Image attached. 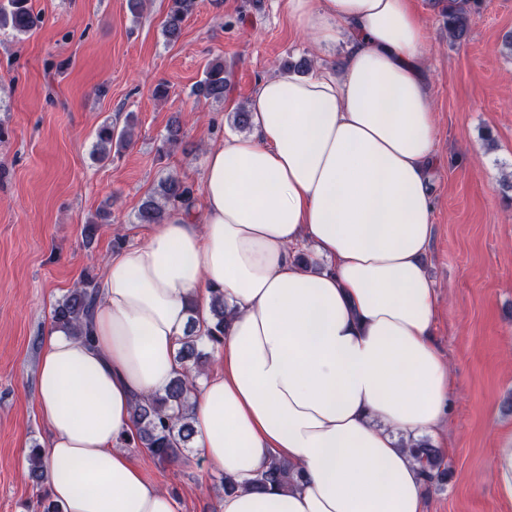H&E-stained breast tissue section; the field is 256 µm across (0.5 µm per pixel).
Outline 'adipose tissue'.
<instances>
[{"mask_svg":"<svg viewBox=\"0 0 512 512\" xmlns=\"http://www.w3.org/2000/svg\"><path fill=\"white\" fill-rule=\"evenodd\" d=\"M288 15L342 56L260 82L254 135L205 153L200 205L107 256L90 337L44 335L36 395L62 512H180L120 439L215 289L224 345L191 401L195 452L237 485L220 512H423L410 443L442 434L451 396L423 263L425 25L412 0H288ZM274 460L300 481L254 490Z\"/></svg>","mask_w":512,"mask_h":512,"instance_id":"1","label":"adipose tissue"}]
</instances>
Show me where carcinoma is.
Listing matches in <instances>:
<instances>
[{"label":"carcinoma","mask_w":512,"mask_h":512,"mask_svg":"<svg viewBox=\"0 0 512 512\" xmlns=\"http://www.w3.org/2000/svg\"><path fill=\"white\" fill-rule=\"evenodd\" d=\"M470 0H448V35L454 40L463 39L469 31ZM195 0H170V7L163 23V32L170 39L179 36L186 18L192 13ZM39 22L28 0H7L0 6V28H9L17 33L32 31ZM229 81L224 64H211L205 78L198 84V95L220 101L228 91ZM131 130L127 127L116 130L111 124L102 125L96 135L94 154L99 162L112 160V150H121L131 141ZM197 200L194 185L177 177L161 180L156 195L148 196L141 204L137 219L142 224H161L176 209H190ZM98 278L85 273L61 300L52 312L56 328L71 335L87 334L88 325L98 301ZM224 294L214 291L210 298V322L205 335L190 328L177 350V361L181 371L171 381L164 393L135 404L133 418L135 434L124 440L128 447L141 448L159 464L184 457L194 435L189 415V396L194 385L193 376L204 371L208 353L217 351L224 343ZM210 352H204V348ZM422 464L425 479L432 480L439 470L441 460L438 450L430 443L420 441L410 446ZM28 476L40 484L47 473L42 448L35 445L28 456ZM294 482V473L288 464L273 461L261 474L258 486L267 484L289 485Z\"/></svg>","instance_id":"obj_1"}]
</instances>
